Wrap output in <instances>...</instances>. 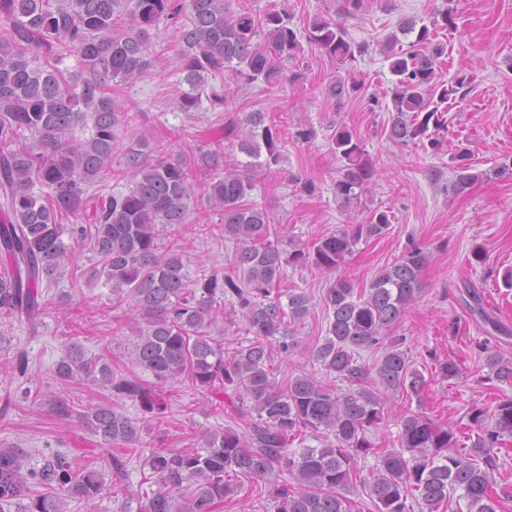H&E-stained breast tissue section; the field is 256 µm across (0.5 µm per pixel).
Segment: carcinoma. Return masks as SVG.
Listing matches in <instances>:
<instances>
[{
	"mask_svg": "<svg viewBox=\"0 0 512 512\" xmlns=\"http://www.w3.org/2000/svg\"><path fill=\"white\" fill-rule=\"evenodd\" d=\"M162 21L177 25L180 66L189 86L179 109L197 111L204 96L212 111L226 114L224 127L201 140L190 158L171 154L169 146L145 134L118 157L116 129L139 115L116 102L109 84H132L146 71L150 31ZM433 26H455L453 9L438 11L429 25L403 20L400 32L413 40L404 48L394 36L385 49L394 76L388 136L401 144L426 141L435 150L448 131L444 104L464 99L472 79L459 74L448 84L436 81L445 46L435 41ZM307 38L343 66L368 52V45L351 40L334 19H314ZM70 50L87 73L79 83L52 64ZM301 51L287 12L235 13L230 0H0V319L31 323L44 314L43 288L53 285L71 257L63 235L75 244L88 241L97 262L75 278L103 277L111 285L112 303L129 304V358L154 382L133 372L118 375L110 363L86 357L82 346L72 343L54 370L57 383L65 388L89 380L160 422L166 410L160 388L185 378L193 388L229 400L243 425L241 432L228 427L202 436V446L194 450L152 449L144 466L158 489L145 496L125 484L126 451L139 442L138 423L105 402L74 411L57 395L56 412L78 418L111 481L66 453L36 469L27 466V450L1 445L0 512L13 506L17 512H61L63 494L89 503L117 486L126 502L137 503V512H216L242 488L241 480L259 481L275 472L288 474L271 490L277 512H352L348 494L359 481L358 459L370 453L379 464L370 479L359 482L374 512H414L411 499L421 512H439L444 505L454 512L457 492L467 512H497L493 477L501 441L512 437L511 396L499 399L491 412L477 406L468 412L476 429L468 445L455 428L407 412L400 415L398 448H378L371 441L373 429L388 416V394L419 399L426 387L400 344L386 342V331L420 291L429 262L423 247L410 244L358 292L341 278L327 290L328 328L314 352L326 377L304 373L284 385L273 372V355L298 345L290 326L306 317L310 305L308 295L290 292L283 307L284 268L334 270L361 240L380 238L390 226L387 212L377 209L365 222L302 244L272 228L267 209L247 199L250 173L280 162L278 132L265 124L262 112L239 120L230 92L208 84V77L231 70L246 84H272ZM357 91L341 80L325 87L335 99ZM89 121L92 137L76 138L77 127ZM27 133L34 142L23 146ZM226 142L254 162L225 161ZM331 142L340 162L336 198L348 207L372 182L374 165L349 127H337ZM263 147L266 159L257 164ZM454 160L452 190L462 193L482 174L474 171L467 149ZM113 165L131 178L128 193H89L103 169ZM199 174L208 176L202 186L209 208L220 216L224 239L236 248L224 271L198 270L192 276L180 242L200 225L198 217L188 220ZM37 183L48 192L36 194ZM226 298L238 306L249 336L247 345L231 353L211 332ZM8 342L0 331V345L12 351L13 377L28 379L27 351ZM366 350L381 352L371 366L360 362ZM482 352L489 379L512 385V358L488 345ZM312 431L321 435V446L290 449ZM25 498L28 503H21Z\"/></svg>",
	"mask_w": 512,
	"mask_h": 512,
	"instance_id": "carcinoma-1",
	"label": "carcinoma"
}]
</instances>
